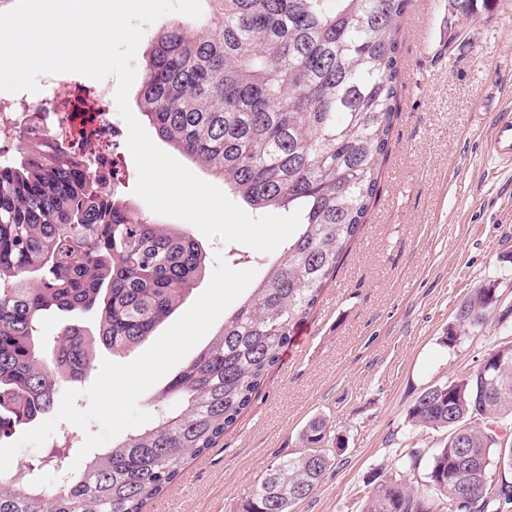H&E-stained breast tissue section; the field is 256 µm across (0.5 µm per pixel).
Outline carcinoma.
<instances>
[{
	"mask_svg": "<svg viewBox=\"0 0 512 512\" xmlns=\"http://www.w3.org/2000/svg\"><path fill=\"white\" fill-rule=\"evenodd\" d=\"M206 12L152 37L139 93L158 138L224 181L251 209L302 210L283 254L211 341L168 382L158 401L180 410L106 450L52 488L28 472L0 474V512H142L235 423L327 283L376 197L397 118L398 32L408 0H201ZM490 0H452L474 20ZM19 157L0 161V440L43 418L61 385L83 378L100 348L124 357L155 335L206 273V253L178 224H160L112 195L95 175L90 136L77 158L60 143L43 152L24 129ZM498 303L495 284L458 308L478 332ZM91 312L95 330L56 313ZM456 326V327H458ZM448 328L442 343L458 340ZM512 343L477 370L426 388L407 432L444 431L429 452L408 448L398 466L427 470L420 487L389 478L364 512H508L512 483ZM304 451L269 469L242 512H291L333 465L344 441L323 417L299 434ZM65 323H77L87 329L94 330V325L90 315L81 316L56 313L44 321L42 325L43 336H54L57 329Z\"/></svg>",
	"mask_w": 512,
	"mask_h": 512,
	"instance_id": "1",
	"label": "carcinoma"
}]
</instances>
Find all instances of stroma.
Returning a JSON list of instances; mask_svg holds the SVG:
<instances>
[{
  "label": "stroma",
  "instance_id": "1",
  "mask_svg": "<svg viewBox=\"0 0 512 512\" xmlns=\"http://www.w3.org/2000/svg\"><path fill=\"white\" fill-rule=\"evenodd\" d=\"M398 38L399 113L366 224L249 406L144 512H238L276 460L301 452L299 433L318 416L345 445L292 512H363L385 477L424 483V470L395 467L397 449L445 443L406 434L420 393L512 341V267L500 263L512 255V171L490 141L496 113L512 109V0L466 25L448 0H412ZM491 281L499 301L482 331L445 347L460 303ZM78 432L60 422L46 444L20 449L14 473L43 461L54 487V446Z\"/></svg>",
  "mask_w": 512,
  "mask_h": 512
}]
</instances>
